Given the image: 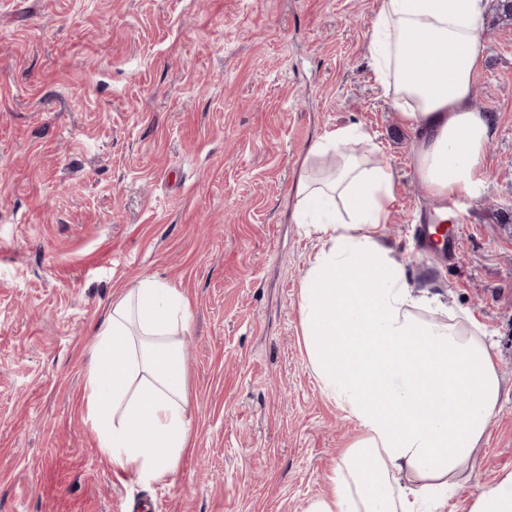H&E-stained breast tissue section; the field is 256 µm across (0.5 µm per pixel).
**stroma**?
<instances>
[{
    "instance_id": "35a3bbf8",
    "label": "stroma",
    "mask_w": 512,
    "mask_h": 512,
    "mask_svg": "<svg viewBox=\"0 0 512 512\" xmlns=\"http://www.w3.org/2000/svg\"><path fill=\"white\" fill-rule=\"evenodd\" d=\"M377 0H0V512H304L357 434L321 392L296 292L317 247L302 162L356 125L395 175L385 233L417 289L493 336L502 389L452 499L512 473V24L485 26L487 187L442 259L438 205L375 82ZM182 290L193 447L164 484L112 468L85 422L89 349L144 278ZM443 236L445 233L442 232V224H429L423 221L418 226V238L422 247L445 255L443 247H439L444 241Z\"/></svg>"
}]
</instances>
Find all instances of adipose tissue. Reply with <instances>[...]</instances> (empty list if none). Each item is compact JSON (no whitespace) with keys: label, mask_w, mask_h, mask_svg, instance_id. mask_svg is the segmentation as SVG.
<instances>
[{"label":"adipose tissue","mask_w":512,"mask_h":512,"mask_svg":"<svg viewBox=\"0 0 512 512\" xmlns=\"http://www.w3.org/2000/svg\"><path fill=\"white\" fill-rule=\"evenodd\" d=\"M486 0H378L371 67L412 134L416 176L439 198L480 196L490 125L472 104L482 66ZM343 126L308 150L295 218L316 237L297 290L299 336L320 389L359 431L305 512H445L484 445L501 393L490 336L472 320L426 316L405 264L385 237L393 170L371 166ZM185 295L145 278L114 300L97 327L85 385L87 421L112 467L146 483L172 476L189 446L180 335ZM406 474L397 483L395 474Z\"/></svg>","instance_id":"adipose-tissue-1"}]
</instances>
